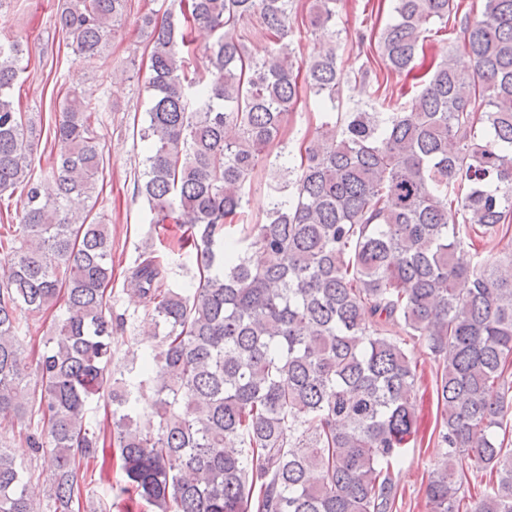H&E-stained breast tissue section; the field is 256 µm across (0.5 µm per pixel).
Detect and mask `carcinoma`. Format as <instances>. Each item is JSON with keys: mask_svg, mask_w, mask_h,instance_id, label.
I'll list each match as a JSON object with an SVG mask.
<instances>
[{"mask_svg": "<svg viewBox=\"0 0 512 512\" xmlns=\"http://www.w3.org/2000/svg\"><path fill=\"white\" fill-rule=\"evenodd\" d=\"M132 0H61L58 28L88 66L106 60ZM393 20L363 33L350 77L329 47L297 65L286 38L293 0H179L138 17L150 50V105L134 192L150 223L179 224L197 282H168L142 253L129 286L158 344L112 368V240L90 220L103 171L86 95L66 98L53 128L57 160L33 176L42 128L13 89L27 48L0 43V195L23 197L13 237L0 236V430L25 429L42 453L55 512L89 482L83 462L113 446L117 496L155 512H395L394 468L419 433L417 361L437 364L438 454L428 512H512V0L461 18L460 47L420 58L429 21L448 32L459 0H392ZM336 0H313L310 32ZM257 19L273 42L254 58L239 35ZM207 72L191 68L196 33ZM418 82L413 94L372 84L376 63ZM367 96L298 143L293 190L261 170L287 158L285 119L302 95L336 105ZM64 297L53 346L32 361L24 328ZM153 387L149 410L141 393ZM112 407L108 430L86 422L89 399ZM25 469L0 449V512H38Z\"/></svg>", "mask_w": 512, "mask_h": 512, "instance_id": "obj_1", "label": "carcinoma"}]
</instances>
